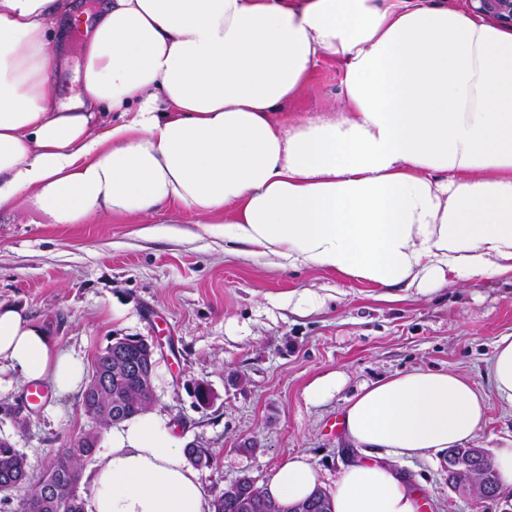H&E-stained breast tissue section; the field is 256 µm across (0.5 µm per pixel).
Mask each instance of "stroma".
Listing matches in <instances>:
<instances>
[{"mask_svg": "<svg viewBox=\"0 0 512 512\" xmlns=\"http://www.w3.org/2000/svg\"><path fill=\"white\" fill-rule=\"evenodd\" d=\"M52 60L59 100L77 89L81 43L65 37ZM344 88L334 60L285 112H340ZM0 304L21 311L59 349L93 366L114 339L155 346L154 413L179 446L201 443L215 455L199 469L208 495L242 477L262 483L294 455L318 467L333 490L359 458L340 418L362 384L414 368L451 370L491 388L487 361L512 333V280L454 282L421 292L382 288L318 267L286 269L279 259L224 239L172 207L138 219L92 215L83 224H35L24 206L0 211ZM342 375L340 388L312 401L317 381ZM211 393L195 397L197 383ZM44 397L24 423L0 413V437L27 458L37 481L57 449L87 430L81 391L43 383ZM512 441V406L488 399L472 447L493 455ZM423 512H502L503 502L459 494L438 457L402 467Z\"/></svg>", "mask_w": 512, "mask_h": 512, "instance_id": "stroma-1", "label": "stroma"}]
</instances>
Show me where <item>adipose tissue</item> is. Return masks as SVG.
Returning a JSON list of instances; mask_svg holds the SVG:
<instances>
[{"label":"adipose tissue","instance_id":"1","mask_svg":"<svg viewBox=\"0 0 512 512\" xmlns=\"http://www.w3.org/2000/svg\"><path fill=\"white\" fill-rule=\"evenodd\" d=\"M71 0H0V210L38 224L183 207L285 267L380 287L512 276V32L427 0H103L79 89L50 70ZM342 67L346 109L291 116L318 63ZM77 388L80 359L0 306V388ZM512 406V333L488 363ZM485 395L416 368L362 385L343 431L361 452L334 512H420L397 468L463 448ZM85 512H212L163 420L146 411L86 473ZM321 484L297 455L261 488L283 510Z\"/></svg>","mask_w":512,"mask_h":512}]
</instances>
